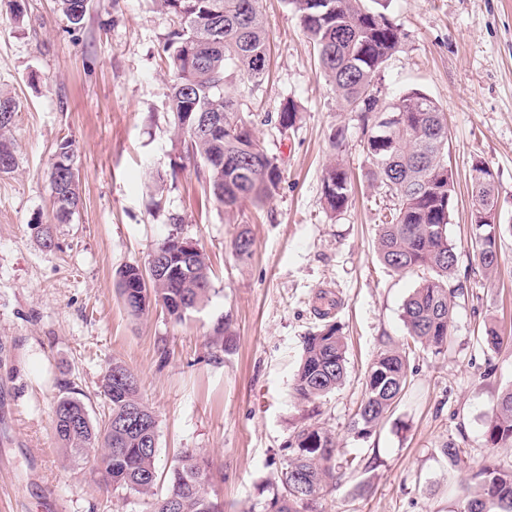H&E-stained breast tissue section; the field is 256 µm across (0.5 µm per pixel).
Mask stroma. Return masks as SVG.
<instances>
[{
	"instance_id": "obj_1",
	"label": "stroma",
	"mask_w": 512,
	"mask_h": 512,
	"mask_svg": "<svg viewBox=\"0 0 512 512\" xmlns=\"http://www.w3.org/2000/svg\"><path fill=\"white\" fill-rule=\"evenodd\" d=\"M15 19L0 0V92L20 109L9 135L17 169L0 174V512H146L143 497L103 493L89 463L75 461L54 431V407L72 395L92 420L106 409L110 363L138 376L158 419L157 467L183 448L211 461L224 512H262L299 427L314 425L360 467L322 498L318 512H455L480 467L512 466V443L486 444L484 423L512 385V232L488 278L468 256L475 161L493 170L499 221L512 225V0H391L399 51L381 74L384 97L419 91L445 112L456 195L448 235L459 254L448 344L413 347L410 387L370 437L350 429L376 353L402 343L403 303L417 274H398L375 251L377 226L395 201L364 177L365 135L320 73L288 0H261L271 44L267 81L232 87L251 130L279 160L281 182L263 205L226 214L202 173L183 158L165 103L168 16L151 0H91L71 29L55 0H24ZM298 106L294 128L278 112ZM342 132L341 147L332 135ZM73 144L82 203L55 224L49 168L61 139ZM340 157L354 178L351 201L332 214L324 169ZM182 216L180 225L169 214ZM54 224L57 249L40 246L36 225ZM250 258L234 251L241 231ZM194 239L208 257L209 302L176 323L161 310L135 317L116 273L146 266L170 234ZM332 289L347 338L342 386L312 403L292 391L302 340L315 330L320 292ZM505 336L492 348L484 325ZM221 347L207 344L218 323ZM466 466L449 469L446 440Z\"/></svg>"
}]
</instances>
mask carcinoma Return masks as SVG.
<instances>
[{"instance_id": "1", "label": "carcinoma", "mask_w": 512, "mask_h": 512, "mask_svg": "<svg viewBox=\"0 0 512 512\" xmlns=\"http://www.w3.org/2000/svg\"><path fill=\"white\" fill-rule=\"evenodd\" d=\"M73 28L83 25L88 0H56ZM173 18L175 28L165 38L163 51L173 80L167 109L174 131L186 146V156L205 166L209 192L233 210L241 201L260 205L271 198L281 180L278 159L269 154L250 130V115L240 112L239 101L226 88L240 79L253 87L266 79L270 42L260 0H154ZM289 0L300 26L317 52L322 73L335 86L344 110L356 112L366 140L364 151L371 183L397 200L391 218L378 225L376 252L396 273L422 272L419 285L403 304L407 335L415 342L440 351L448 341L456 290L449 286L458 265V251L448 236L456 193L448 168V124L445 113L428 96L411 91L386 102L367 92L378 89L381 71L399 51L402 33L384 10L388 0ZM397 106L399 112L381 126V110ZM19 102L0 93V174L18 166L17 150L6 133L14 123ZM207 112L224 114V128L210 135H195L191 126ZM298 120L293 101L277 116V128L287 130ZM62 162H52L49 179L55 218L72 220L78 210L80 181L72 142L57 146ZM469 185L472 234L469 256L487 275L497 273L501 224H481L478 214L498 205L494 173L471 169ZM323 195L333 213L348 206L352 184L339 159L332 160L323 176ZM165 280L137 288L128 265L118 273L124 306L142 315L161 307L179 322L208 301L210 268L203 250L190 264L177 266ZM325 323L303 340L301 362L293 381L297 399L313 402L338 388L347 372V343L330 311L320 312ZM408 381L404 345L381 349L365 377V397L354 413L351 430L367 437L385 421L404 395ZM107 414L91 420L85 404L64 396L54 408V429L63 447L74 457L93 464L100 489L125 490L150 498L149 512H223L215 497L209 461L195 448H183L172 465L168 486L155 495L158 421L139 396L135 374L120 362L108 368L102 385ZM488 444L512 442V386L497 398L485 423ZM290 454L281 472L280 486L265 512H299L298 506L317 501L340 484L347 471L359 467L356 458L340 457L336 438L318 426L300 428L288 444ZM448 467L462 462L461 449L448 441L440 448ZM461 512H512V468L484 466L474 474Z\"/></svg>"}]
</instances>
